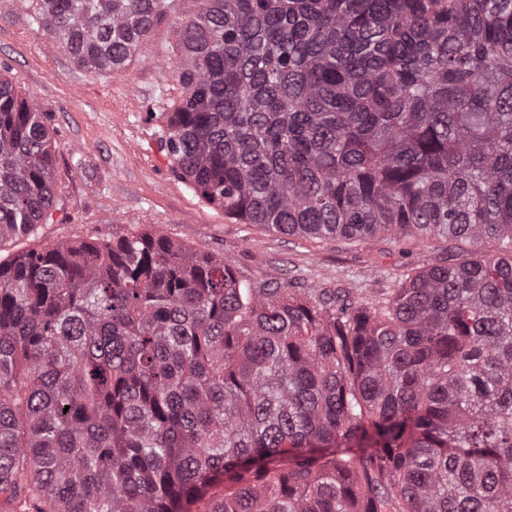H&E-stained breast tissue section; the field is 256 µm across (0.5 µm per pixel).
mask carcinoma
<instances>
[{
	"instance_id": "1",
	"label": "carcinoma",
	"mask_w": 512,
	"mask_h": 512,
	"mask_svg": "<svg viewBox=\"0 0 512 512\" xmlns=\"http://www.w3.org/2000/svg\"><path fill=\"white\" fill-rule=\"evenodd\" d=\"M40 2L99 73L168 7ZM177 50L161 148L226 216L472 250L379 302L156 230L0 263L6 512H512V0H200ZM52 160L0 79V242L51 219Z\"/></svg>"
}]
</instances>
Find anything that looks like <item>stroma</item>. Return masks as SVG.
Returning a JSON list of instances; mask_svg holds the SVG:
<instances>
[{"label":"stroma","mask_w":512,"mask_h":512,"mask_svg":"<svg viewBox=\"0 0 512 512\" xmlns=\"http://www.w3.org/2000/svg\"><path fill=\"white\" fill-rule=\"evenodd\" d=\"M39 0H0V76L47 115L53 143L51 220L0 241V261L60 241L108 242L155 229L199 254L221 256L237 277L281 288L343 291L377 302L414 270L458 261L441 240H322L287 235L225 216L171 169L159 137L182 96L173 72L177 27L199 0H174L143 55L122 69L77 68L29 23Z\"/></svg>","instance_id":"stroma-1"}]
</instances>
